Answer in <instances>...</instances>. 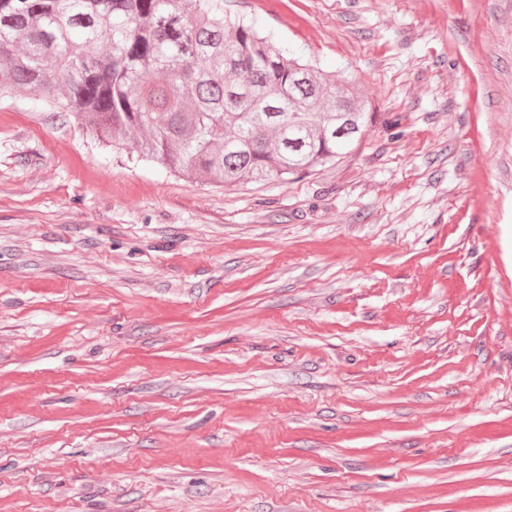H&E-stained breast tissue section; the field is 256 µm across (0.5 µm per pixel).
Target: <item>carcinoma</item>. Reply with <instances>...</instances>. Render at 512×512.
<instances>
[{
	"mask_svg": "<svg viewBox=\"0 0 512 512\" xmlns=\"http://www.w3.org/2000/svg\"><path fill=\"white\" fill-rule=\"evenodd\" d=\"M0 97L233 186L349 157L374 113L224 0H0Z\"/></svg>",
	"mask_w": 512,
	"mask_h": 512,
	"instance_id": "carcinoma-1",
	"label": "carcinoma"
}]
</instances>
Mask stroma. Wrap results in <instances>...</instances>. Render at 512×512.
<instances>
[{"label": "stroma", "instance_id": "35a3bbf8", "mask_svg": "<svg viewBox=\"0 0 512 512\" xmlns=\"http://www.w3.org/2000/svg\"><path fill=\"white\" fill-rule=\"evenodd\" d=\"M224 8L375 120L225 188L0 100V512H512V0Z\"/></svg>", "mask_w": 512, "mask_h": 512}]
</instances>
